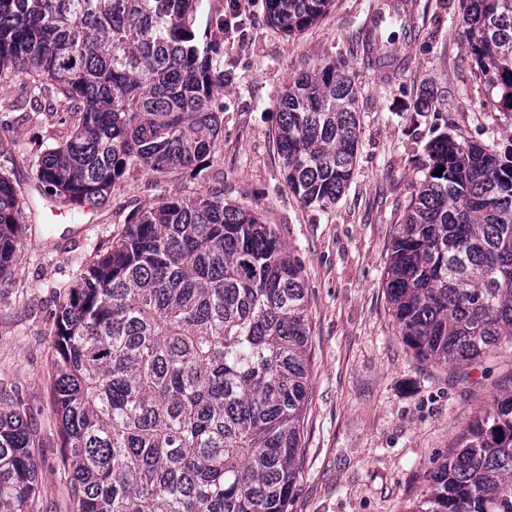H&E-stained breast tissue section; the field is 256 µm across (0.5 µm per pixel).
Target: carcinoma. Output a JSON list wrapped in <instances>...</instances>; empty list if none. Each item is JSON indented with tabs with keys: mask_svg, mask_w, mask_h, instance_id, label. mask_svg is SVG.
<instances>
[{
	"mask_svg": "<svg viewBox=\"0 0 512 512\" xmlns=\"http://www.w3.org/2000/svg\"><path fill=\"white\" fill-rule=\"evenodd\" d=\"M333 0H266L297 35ZM467 54L489 104L512 119V0H461ZM197 0H0V72L49 82L71 133L37 162L39 188L96 208L143 172L204 178L224 130L216 49L189 22ZM401 66L398 49L377 58ZM276 142L291 192L336 203L359 144L357 90L334 64L294 74ZM442 175H435L437 169ZM389 248L399 335L460 369L512 346V144L451 135L427 147ZM23 205L0 175V272ZM54 409L73 512H288L310 381L301 267L271 225L224 193L161 196L84 267L55 323ZM35 444L0 411V512H34ZM413 512H512V387L493 395L428 476Z\"/></svg>",
	"mask_w": 512,
	"mask_h": 512,
	"instance_id": "cac0c4a2",
	"label": "carcinoma"
}]
</instances>
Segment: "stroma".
Listing matches in <instances>:
<instances>
[{
    "instance_id": "stroma-1",
    "label": "stroma",
    "mask_w": 512,
    "mask_h": 512,
    "mask_svg": "<svg viewBox=\"0 0 512 512\" xmlns=\"http://www.w3.org/2000/svg\"><path fill=\"white\" fill-rule=\"evenodd\" d=\"M377 0H333L297 36L268 19L265 0H199L191 24L200 43L219 41L224 133L205 181L141 174L116 186L104 208L53 216L35 188V163L68 133L53 87L0 77V173L24 203L27 229L0 275V408L20 405L35 441L38 512H71L59 469L53 330L84 266L129 215L159 195L220 190L261 214L302 267L308 289L312 376L299 474L288 512H411L427 477L475 411L512 380V348L460 370L417 359L402 342L384 290L388 249L418 188L426 145L448 133L505 146L512 121L486 104L467 55L459 0H415L416 35L383 33L406 51L381 74L356 52ZM239 9L240 24L218 29ZM340 62L358 92L360 140L353 175L335 204L305 206L289 190L276 144L277 100L302 70ZM427 99L423 111L413 105Z\"/></svg>"
}]
</instances>
